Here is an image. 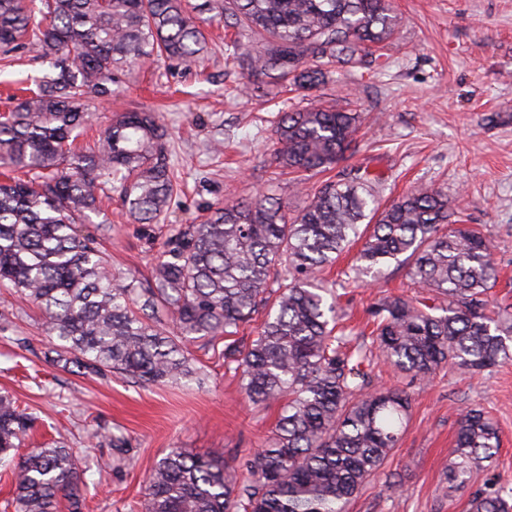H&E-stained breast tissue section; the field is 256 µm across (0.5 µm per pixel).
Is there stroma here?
<instances>
[{
	"instance_id": "obj_1",
	"label": "stroma",
	"mask_w": 512,
	"mask_h": 512,
	"mask_svg": "<svg viewBox=\"0 0 512 512\" xmlns=\"http://www.w3.org/2000/svg\"><path fill=\"white\" fill-rule=\"evenodd\" d=\"M393 6L401 23L386 49V70L373 80L340 71L317 90L257 96L224 60L223 24L207 21L209 48L199 61L136 67L116 96L94 102V119L102 125L124 109L158 112L183 186L162 224L131 223L118 192L108 191L102 209L111 230L100 242L113 272L149 279L166 238L220 204L262 191L287 211L303 206L305 193L273 160V129L280 113L320 98L341 107L353 103L361 112L356 147L344 164H367L382 174L381 202L433 184L447 191L464 223L493 239L500 272L493 299L512 311V0H393ZM43 69L25 49L0 63V112L8 93ZM218 141L224 144L220 155L212 150ZM356 253L349 248L322 274L339 289L344 323L355 336L373 302L410 288L406 268L397 266L380 282L343 285ZM1 315L7 322L0 325V393L35 418L22 445L59 442L75 450L89 485L85 512H137L141 488L168 448L220 454L238 467L265 445L278 418V406L247 401L239 377L224 366L223 339L187 342L199 381L144 386L131 377L80 374L52 363L36 310L14 291L0 288ZM372 377L374 386L407 389L411 414L383 469L347 512H467L472 491L484 483L512 486V362L475 376L444 368L419 383L378 361ZM469 406L489 412L501 445L470 486L452 489L448 450ZM114 435L133 450L119 474L110 468Z\"/></svg>"
}]
</instances>
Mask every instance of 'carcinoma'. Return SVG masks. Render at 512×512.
Instances as JSON below:
<instances>
[{
  "instance_id": "obj_1",
  "label": "carcinoma",
  "mask_w": 512,
  "mask_h": 512,
  "mask_svg": "<svg viewBox=\"0 0 512 512\" xmlns=\"http://www.w3.org/2000/svg\"><path fill=\"white\" fill-rule=\"evenodd\" d=\"M236 29L226 60L282 92L316 90L336 68L373 77L376 51L395 34L390 0H0V52L29 47L48 64L28 96L0 113V287L40 313L47 356L69 369L111 371L142 384L187 378L184 341L224 338V364L253 404H278L264 447L238 470L224 457L169 448L142 489V512H344L384 466L410 411L403 388L375 387L373 355L411 379L443 367L474 375L512 362V313L489 309L497 272L492 240L452 220L448 194L421 186L381 207L384 180L369 166L337 169L361 115L315 101L284 112L275 162L305 175L336 171L287 216L270 195L215 207L182 224L156 257L152 279L112 274L96 236L100 201L119 188L139 224H158L174 192L167 131L131 109L79 142L90 103L109 98L135 65L196 61L203 12ZM358 277L393 264L425 296L391 295L368 308L370 348L338 335L335 302L318 273L356 242ZM257 335L237 338L254 316ZM32 417L0 394V462L13 464L14 512H84L73 449L22 447ZM500 447L480 408L461 413L448 481L464 486ZM471 512H512V488L474 492Z\"/></svg>"
}]
</instances>
